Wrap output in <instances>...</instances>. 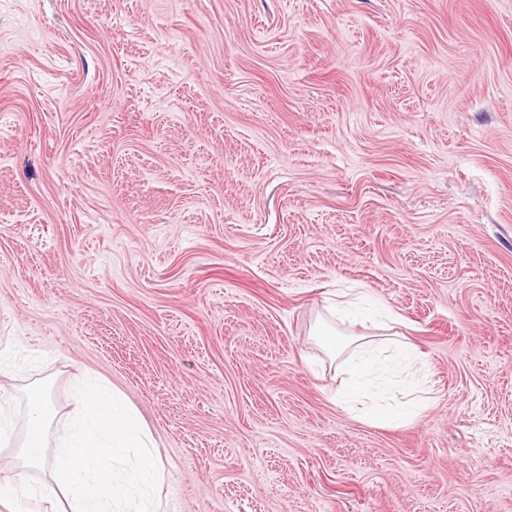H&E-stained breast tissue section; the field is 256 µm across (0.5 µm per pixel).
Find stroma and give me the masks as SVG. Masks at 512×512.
Returning <instances> with one entry per match:
<instances>
[{"instance_id": "1", "label": "stroma", "mask_w": 512, "mask_h": 512, "mask_svg": "<svg viewBox=\"0 0 512 512\" xmlns=\"http://www.w3.org/2000/svg\"><path fill=\"white\" fill-rule=\"evenodd\" d=\"M361 285L428 376L335 398ZM0 387L85 370L165 512H512V0H0Z\"/></svg>"}]
</instances>
